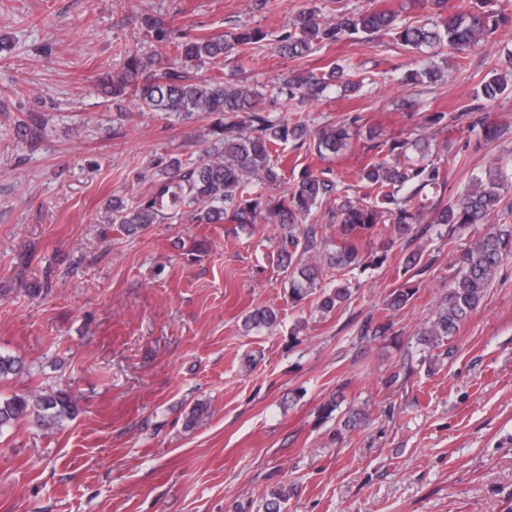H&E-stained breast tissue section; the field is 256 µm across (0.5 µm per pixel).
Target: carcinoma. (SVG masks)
Listing matches in <instances>:
<instances>
[{
  "mask_svg": "<svg viewBox=\"0 0 512 512\" xmlns=\"http://www.w3.org/2000/svg\"><path fill=\"white\" fill-rule=\"evenodd\" d=\"M448 2L423 0L436 18L401 28L396 25L397 15L389 10L348 12L327 18L313 4L292 20L277 50L289 58H304L315 43L351 39L367 45L395 30L405 48L446 46L465 55L498 29L512 26V10L506 6L488 10L489 0H476L477 5L462 4L450 13ZM264 38L260 29L243 26L226 35H193L167 42L169 51L163 54L128 56L123 71L105 83L106 96L114 101L132 97L143 112L215 115L217 121L208 131L215 141L203 149L201 159L191 169L184 171L177 163L163 172L164 179L156 184L153 195L137 206L129 208L123 200L113 198L112 213L129 232L157 223L165 200L178 209L194 208L199 224H220L225 220L279 224L287 234L280 238L276 260L277 266L292 276V303L303 304L315 295L316 309L330 313L348 301L352 292L344 285H320L322 242L317 240L315 225L305 224L312 209L334 198L331 212L339 226L341 243L330 257V264L351 267L368 259L373 265H382L394 244L413 237L420 224L422 211L413 206L412 200L427 188L442 186L443 175L439 166L425 161L430 142L420 137L391 141L386 157H375L364 167L362 180L377 193L376 204L339 195L336 184L308 168L291 187L275 193L283 183L278 146L289 141L302 146L311 142L319 155H335L346 147L348 131L339 126L313 133L306 124L286 115L273 119L264 110V94L257 86L244 78L224 80V55L233 52L243 57L250 46ZM207 62L212 64L209 75H190V69ZM505 64V72L494 74L481 87V96L489 103L497 101L509 85L512 57H506ZM284 85L289 97L301 101L318 100L336 86L346 92L360 88L344 68L336 66L320 75L312 70L291 72L284 77ZM505 192L503 175L488 171L475 177L464 195L435 212L434 223L452 233L474 224H490L492 230L475 238L460 254L458 271L451 278L448 292L430 326L423 331L424 341L432 348L443 346L444 339L457 334L479 308L504 259L512 257V205L503 203ZM375 239L382 240L380 250L361 248L362 242ZM422 256L421 250L411 252L403 274H423L427 266L421 264ZM417 292V285L406 280L391 293L385 310L405 307ZM278 324L277 312L269 307L254 309L244 320L248 329L272 331ZM76 407V401L65 392L14 394L0 399V429L31 416L51 426L73 414Z\"/></svg>",
  "mask_w": 512,
  "mask_h": 512,
  "instance_id": "obj_1",
  "label": "carcinoma"
}]
</instances>
